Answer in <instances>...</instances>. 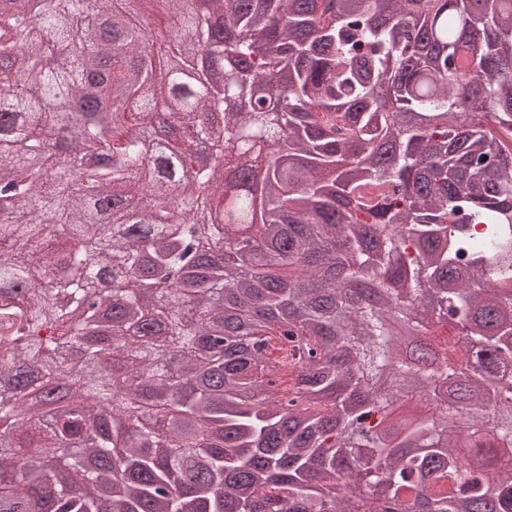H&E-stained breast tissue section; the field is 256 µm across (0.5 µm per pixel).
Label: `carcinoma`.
<instances>
[{"instance_id": "1", "label": "carcinoma", "mask_w": 512, "mask_h": 512, "mask_svg": "<svg viewBox=\"0 0 512 512\" xmlns=\"http://www.w3.org/2000/svg\"><path fill=\"white\" fill-rule=\"evenodd\" d=\"M127 2L0 9V512H512V0Z\"/></svg>"}]
</instances>
